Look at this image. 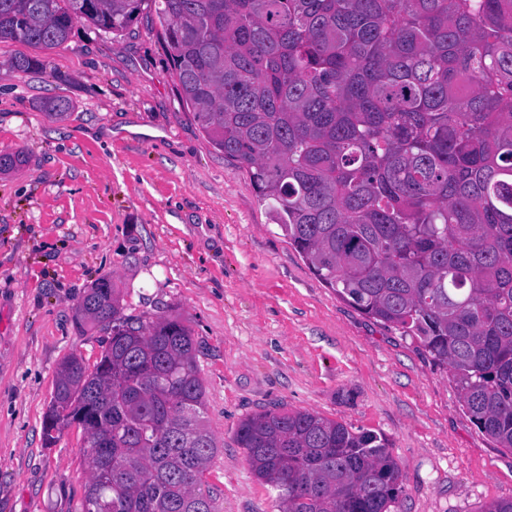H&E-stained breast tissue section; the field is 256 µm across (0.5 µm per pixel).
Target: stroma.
<instances>
[{
	"label": "stroma",
	"mask_w": 512,
	"mask_h": 512,
	"mask_svg": "<svg viewBox=\"0 0 512 512\" xmlns=\"http://www.w3.org/2000/svg\"><path fill=\"white\" fill-rule=\"evenodd\" d=\"M158 20L120 35L75 21L62 47L0 41V512H78L90 463L72 427L45 446L60 362L108 334L72 316L107 278L126 314L185 319L218 452L213 512H278L236 442L242 420L309 410L384 434L395 512H482L512 497V451L463 411L447 370L328 288L271 220L246 169L179 97ZM34 67L16 72V58ZM69 101L48 117L44 99Z\"/></svg>",
	"instance_id": "stroma-1"
}]
</instances>
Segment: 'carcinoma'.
<instances>
[{
  "mask_svg": "<svg viewBox=\"0 0 512 512\" xmlns=\"http://www.w3.org/2000/svg\"><path fill=\"white\" fill-rule=\"evenodd\" d=\"M151 14L183 104L288 243L512 450V0H0V40L53 49L77 20L117 35ZM74 323L112 336L91 371L64 358L44 417L48 446L82 423L79 512H212L189 326L124 315L107 278ZM236 442L279 512H391L404 491L386 436L317 412L249 416Z\"/></svg>",
  "mask_w": 512,
  "mask_h": 512,
  "instance_id": "carcinoma-1",
  "label": "carcinoma"
}]
</instances>
